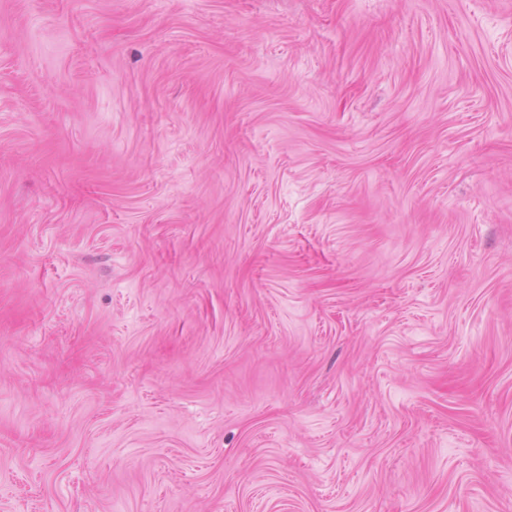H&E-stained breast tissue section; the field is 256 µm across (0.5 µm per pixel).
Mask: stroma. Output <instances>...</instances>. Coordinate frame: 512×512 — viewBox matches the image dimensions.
<instances>
[{"label":"stroma","mask_w":512,"mask_h":512,"mask_svg":"<svg viewBox=\"0 0 512 512\" xmlns=\"http://www.w3.org/2000/svg\"><path fill=\"white\" fill-rule=\"evenodd\" d=\"M0 512H512V0H0Z\"/></svg>","instance_id":"obj_1"}]
</instances>
